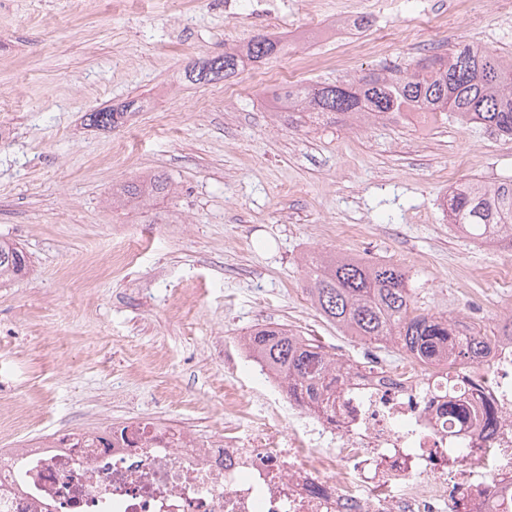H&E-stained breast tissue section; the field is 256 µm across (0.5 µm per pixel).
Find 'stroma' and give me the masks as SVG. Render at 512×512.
I'll use <instances>...</instances> for the list:
<instances>
[{"label":"stroma","mask_w":512,"mask_h":512,"mask_svg":"<svg viewBox=\"0 0 512 512\" xmlns=\"http://www.w3.org/2000/svg\"><path fill=\"white\" fill-rule=\"evenodd\" d=\"M262 33L283 49L245 63L236 93L186 79ZM367 34L379 50L337 66L336 37ZM458 43L512 55V0H0V238L28 258L0 281V448L148 418L203 439L249 427L224 386L264 377L224 349L257 324L395 361L313 307V252L399 264L421 307L494 329L512 313V251L456 234L444 204L512 177V139L447 112L295 129L262 84L390 75ZM133 98L117 127L88 125ZM154 172L176 196L113 209V185Z\"/></svg>","instance_id":"35a3bbf8"}]
</instances>
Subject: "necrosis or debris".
<instances>
[{
    "label": "necrosis or debris",
    "instance_id": "1",
    "mask_svg": "<svg viewBox=\"0 0 512 512\" xmlns=\"http://www.w3.org/2000/svg\"><path fill=\"white\" fill-rule=\"evenodd\" d=\"M266 382L246 432L155 419L0 451V512H512V336L451 376L410 356L339 372L329 413ZM458 396L493 429L450 416Z\"/></svg>",
    "mask_w": 512,
    "mask_h": 512
}]
</instances>
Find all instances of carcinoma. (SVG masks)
Instances as JSON below:
<instances>
[{
    "label": "carcinoma",
    "mask_w": 512,
    "mask_h": 512,
    "mask_svg": "<svg viewBox=\"0 0 512 512\" xmlns=\"http://www.w3.org/2000/svg\"><path fill=\"white\" fill-rule=\"evenodd\" d=\"M279 41L258 35L240 51L201 57L186 69L198 83L234 76L246 56L260 60ZM437 66L385 76L365 75L354 82L305 89L290 87L281 95L292 112L317 119L359 121L398 116L406 111L451 112L462 124H481L512 137V57L496 50L458 43L446 55H433ZM140 109L133 99L119 109L88 114L89 124L114 128L124 115ZM172 193L168 178L153 173L112 191V201L146 208ZM455 230L474 242H508L512 248V180L495 184L470 181L447 202ZM306 293L319 314L362 341L391 342L428 368L481 363L487 334L456 331V321L418 306L409 276L394 263H370L349 255L313 254L304 258ZM27 257L14 243L0 240V279L23 272ZM248 358L269 374L284 378V392L310 408L327 410L328 392L344 365L329 358L314 340L288 326L256 324L242 337Z\"/></svg>",
    "instance_id": "1"
}]
</instances>
